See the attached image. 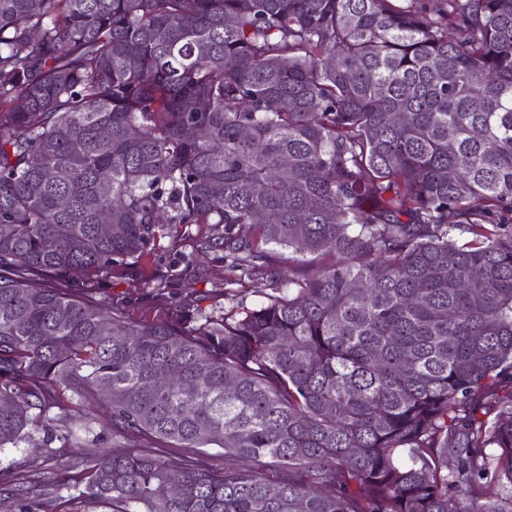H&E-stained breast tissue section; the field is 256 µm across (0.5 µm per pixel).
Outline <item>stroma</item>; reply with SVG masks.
Here are the masks:
<instances>
[{"instance_id":"obj_1","label":"stroma","mask_w":512,"mask_h":512,"mask_svg":"<svg viewBox=\"0 0 512 512\" xmlns=\"http://www.w3.org/2000/svg\"><path fill=\"white\" fill-rule=\"evenodd\" d=\"M214 232L211 224L174 226L157 237L142 267L100 279L97 299L141 323L167 319L176 309L190 317L201 312L221 314L233 308H252L266 302L270 289L265 280L226 284L223 250L199 251L200 239L213 236ZM123 442V437L117 436L74 450L56 443L46 446L37 439L17 448L0 449V470H25L26 484L39 491L33 512H49L47 494L51 491L64 500L66 512H83L85 505L74 490L56 489L58 465H85Z\"/></svg>"}]
</instances>
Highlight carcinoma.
Returning <instances> with one entry per match:
<instances>
[{
  "label": "carcinoma",
  "instance_id": "1",
  "mask_svg": "<svg viewBox=\"0 0 512 512\" xmlns=\"http://www.w3.org/2000/svg\"><path fill=\"white\" fill-rule=\"evenodd\" d=\"M173 224L275 294L92 297ZM1 400L0 448L253 462L60 469L113 512H512V0H0Z\"/></svg>",
  "mask_w": 512,
  "mask_h": 512
}]
</instances>
